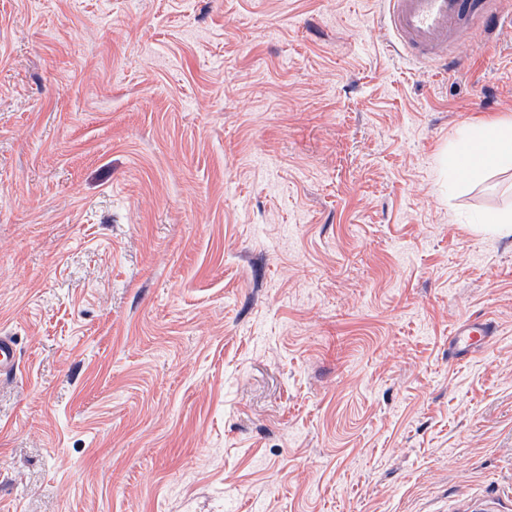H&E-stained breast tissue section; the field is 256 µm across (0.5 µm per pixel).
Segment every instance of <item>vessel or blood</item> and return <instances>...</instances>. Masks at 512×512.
<instances>
[{
	"mask_svg": "<svg viewBox=\"0 0 512 512\" xmlns=\"http://www.w3.org/2000/svg\"><path fill=\"white\" fill-rule=\"evenodd\" d=\"M387 26L399 44L419 62L447 59L454 36L467 24L493 23L497 16L490 0H386ZM497 333L484 317L457 323L448 351L463 359L478 354Z\"/></svg>",
	"mask_w": 512,
	"mask_h": 512,
	"instance_id": "vessel-or-blood-1",
	"label": "vessel or blood"
}]
</instances>
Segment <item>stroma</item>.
I'll return each mask as SVG.
<instances>
[{"instance_id": "35a3bbf8", "label": "stroma", "mask_w": 512, "mask_h": 512, "mask_svg": "<svg viewBox=\"0 0 512 512\" xmlns=\"http://www.w3.org/2000/svg\"><path fill=\"white\" fill-rule=\"evenodd\" d=\"M384 10L0 0V512H512V169L447 164L512 25ZM387 26L418 61L448 57L454 36L468 23H497L489 0H386ZM480 230L497 236H512V211H492L480 218ZM497 333L495 323L475 317L457 323L448 336V351L459 359L478 354Z\"/></svg>"}]
</instances>
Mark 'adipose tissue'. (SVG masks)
I'll return each mask as SVG.
<instances>
[{
    "label": "adipose tissue",
    "instance_id": "1",
    "mask_svg": "<svg viewBox=\"0 0 512 512\" xmlns=\"http://www.w3.org/2000/svg\"><path fill=\"white\" fill-rule=\"evenodd\" d=\"M458 174L512 167V124L480 120L469 125L452 159Z\"/></svg>",
    "mask_w": 512,
    "mask_h": 512
}]
</instances>
